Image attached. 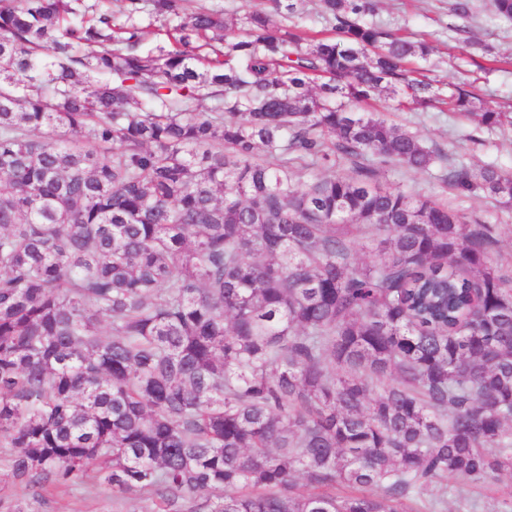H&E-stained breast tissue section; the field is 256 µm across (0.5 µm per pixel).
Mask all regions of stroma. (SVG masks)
Returning a JSON list of instances; mask_svg holds the SVG:
<instances>
[{"label":"stroma","instance_id":"35a3bbf8","mask_svg":"<svg viewBox=\"0 0 512 512\" xmlns=\"http://www.w3.org/2000/svg\"><path fill=\"white\" fill-rule=\"evenodd\" d=\"M449 0H379L372 20L380 27L427 41L434 48L417 66L440 86L473 83L479 97L491 107L512 104V22L500 19L491 0H473L470 17L448 10ZM391 123L417 132L428 145L449 158L474 167L493 164L512 172V130L490 132L469 119L448 112L395 109L391 101L375 102ZM444 169L434 165L421 172L400 168L385 173V180L416 197L447 201L470 220L501 227L499 248L512 253V207L503 208L482 192L461 193L443 181ZM128 501L116 502L111 490L87 493L83 487L60 486L35 504V512H127Z\"/></svg>","mask_w":512,"mask_h":512}]
</instances>
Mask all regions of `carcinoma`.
I'll return each mask as SVG.
<instances>
[{
    "label": "carcinoma",
    "mask_w": 512,
    "mask_h": 512,
    "mask_svg": "<svg viewBox=\"0 0 512 512\" xmlns=\"http://www.w3.org/2000/svg\"><path fill=\"white\" fill-rule=\"evenodd\" d=\"M114 2L0 0V484L24 490L0 512L76 481L131 512H442L498 485L512 258L379 182L445 156L366 106L512 109L413 76L430 48L366 21L377 0H317L328 35L288 24L303 0ZM444 181L512 206L494 165Z\"/></svg>",
    "instance_id": "1"
}]
</instances>
